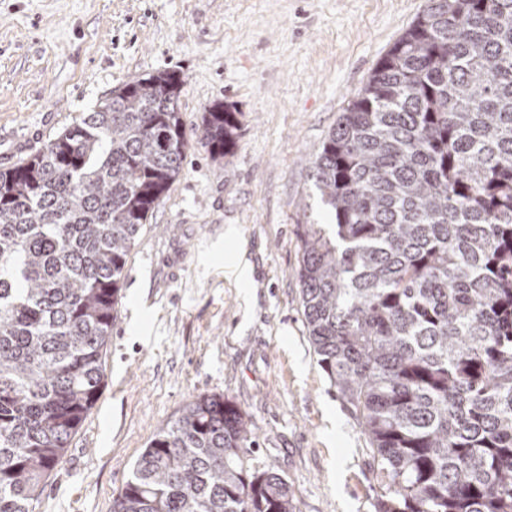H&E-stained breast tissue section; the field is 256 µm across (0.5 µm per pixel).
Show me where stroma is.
<instances>
[{
  "label": "stroma",
  "mask_w": 512,
  "mask_h": 512,
  "mask_svg": "<svg viewBox=\"0 0 512 512\" xmlns=\"http://www.w3.org/2000/svg\"><path fill=\"white\" fill-rule=\"evenodd\" d=\"M427 0H0V169L112 90L183 80L187 131L232 106V156L197 142L123 271L104 386L35 512H112V494L184 404L246 415L299 512H375L367 441L308 341L296 276L306 224L329 218L312 161ZM247 250L256 290L227 269Z\"/></svg>",
  "instance_id": "obj_1"
}]
</instances>
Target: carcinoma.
I'll return each mask as SVG.
<instances>
[{
  "label": "carcinoma",
  "instance_id": "1",
  "mask_svg": "<svg viewBox=\"0 0 512 512\" xmlns=\"http://www.w3.org/2000/svg\"><path fill=\"white\" fill-rule=\"evenodd\" d=\"M183 81L112 91L0 170V512H34L103 383L127 256L179 177ZM229 105L194 135L233 154ZM309 341L367 438L376 512H512V0H429L312 166ZM222 395L182 408L112 512H297Z\"/></svg>",
  "mask_w": 512,
  "mask_h": 512
}]
</instances>
